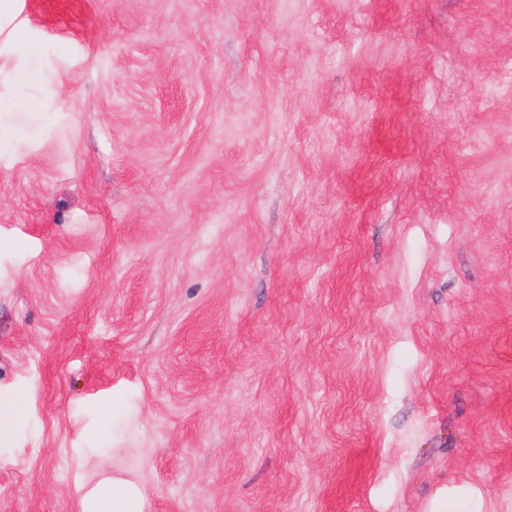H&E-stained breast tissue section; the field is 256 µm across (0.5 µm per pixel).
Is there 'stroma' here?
Returning a JSON list of instances; mask_svg holds the SVG:
<instances>
[{"label": "stroma", "instance_id": "35a3bbf8", "mask_svg": "<svg viewBox=\"0 0 512 512\" xmlns=\"http://www.w3.org/2000/svg\"><path fill=\"white\" fill-rule=\"evenodd\" d=\"M0 512H512V0H13ZM139 487L128 481L102 480L83 500V512H142Z\"/></svg>", "mask_w": 512, "mask_h": 512}]
</instances>
